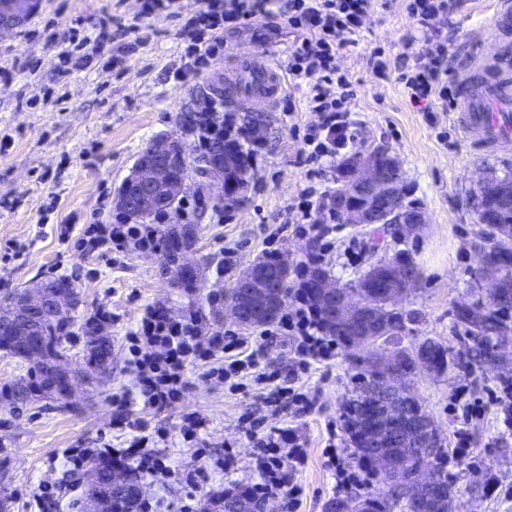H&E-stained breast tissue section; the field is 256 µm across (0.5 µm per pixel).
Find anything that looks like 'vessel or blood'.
<instances>
[{
	"label": "vessel or blood",
	"instance_id": "vessel-or-blood-1",
	"mask_svg": "<svg viewBox=\"0 0 512 512\" xmlns=\"http://www.w3.org/2000/svg\"><path fill=\"white\" fill-rule=\"evenodd\" d=\"M498 21L487 32L501 51L489 64L483 78L462 71L453 78L457 122L477 150L496 152L508 149L511 142L503 131L512 124V0H498ZM236 78L230 85L236 101L249 103L264 112L276 105L285 88V76L275 55L261 58L238 57L234 62Z\"/></svg>",
	"mask_w": 512,
	"mask_h": 512
}]
</instances>
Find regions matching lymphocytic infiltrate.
I'll return each instance as SVG.
<instances>
[{"instance_id": "1", "label": "lymphocytic infiltrate", "mask_w": 512, "mask_h": 512, "mask_svg": "<svg viewBox=\"0 0 512 512\" xmlns=\"http://www.w3.org/2000/svg\"><path fill=\"white\" fill-rule=\"evenodd\" d=\"M447 9L448 0H410L407 6L422 33V44L416 52L401 57L399 78L410 100L428 112L437 108L445 112L454 105L448 79V46L428 33L432 18ZM371 10L372 0H285L281 5L276 0H206L204 9L188 19L179 32L185 44V62L173 76L181 81L207 71L223 47L226 29L257 19L284 17L299 35L288 50V76L295 87L304 88L307 106L321 118L304 137L310 147L305 161L317 164L335 155L340 138L350 128L344 103L352 93L351 83L340 73L337 58L344 49L359 44ZM129 31V26L114 16L90 28L80 24L70 27L62 37L61 72L91 65L107 48L112 51L113 67H122L145 42L141 36L129 38ZM294 276L296 282L288 290L292 309L279 318L276 328L299 336V367L304 370L310 364L333 360L336 339L325 331L303 297L302 268H295ZM127 342L133 387L116 396L112 408V420L121 428L129 426L134 403L157 411L177 404L186 389V364L208 365L209 377L220 385L247 377L258 366L254 354L247 351L248 338L207 331L195 319L171 316L155 307L145 311ZM63 457L73 472L96 458L109 465L133 462L139 472L157 481L170 473L168 466L145 450L144 440L138 436L124 448H68ZM286 457L298 461L304 458L293 429L277 428L258 439V478L248 486L255 500L264 503L283 494L280 469Z\"/></svg>"}]
</instances>
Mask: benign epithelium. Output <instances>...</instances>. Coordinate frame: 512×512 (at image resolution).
Returning a JSON list of instances; mask_svg holds the SVG:
<instances>
[{
  "label": "benign epithelium",
  "mask_w": 512,
  "mask_h": 512,
  "mask_svg": "<svg viewBox=\"0 0 512 512\" xmlns=\"http://www.w3.org/2000/svg\"><path fill=\"white\" fill-rule=\"evenodd\" d=\"M36 10V0H0V31L15 29L26 23ZM150 158L135 162L130 174L118 188L115 204L124 209L133 201L138 210L152 212L166 207L188 194L195 183L206 188L218 186L224 197L236 201L244 197L247 182L224 178L225 156L237 159L246 166L245 154L239 143L216 146L212 152L195 156L188 163L183 142L173 135H162L148 148ZM381 149L343 157L336 174V185L341 191L329 204L330 211L340 224H396L399 237L414 235L426 223L425 212L408 200L409 189L400 174L396 157L387 156L392 177L385 178L380 166ZM479 187L488 199L486 209L480 212V223L495 232L492 246L479 248L478 276L490 286L489 295L499 297L512 288V224L502 215V207L512 200V185L494 176L479 181ZM291 276L288 259L281 256L274 261H255L234 284L229 297V312L241 327H250L249 305L260 311L263 303L280 307ZM414 280L402 257H392L372 263L356 282L354 296L345 293L335 280L323 271L311 273L306 288L322 309L335 331L351 333L350 344L366 346L395 328L400 312L396 302L413 287ZM56 314L69 310L65 299H50L45 288L37 296L29 293L13 306L12 315L26 319L44 309ZM373 373L365 378L361 389L360 411L369 416V426L360 431L354 425V439L361 446L370 445L368 462L377 473H385L395 482L399 474L390 469L392 458L391 438L387 418L402 407L411 410L421 426L422 447L430 450L438 446L432 421L421 405L410 394L407 380L413 371L434 369L435 363L425 353H420L413 366H408L396 353L377 356L372 360ZM86 512H126L125 503L117 497L98 492L100 476L91 468L87 474ZM418 490L427 494L431 506L438 512H448L450 496L443 492L436 471L421 469L416 474Z\"/></svg>",
  "instance_id": "obj_1"
}]
</instances>
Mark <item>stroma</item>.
<instances>
[{"instance_id": "stroma-1", "label": "stroma", "mask_w": 512, "mask_h": 512, "mask_svg": "<svg viewBox=\"0 0 512 512\" xmlns=\"http://www.w3.org/2000/svg\"><path fill=\"white\" fill-rule=\"evenodd\" d=\"M496 2L451 0L449 11L432 19V28L450 43V70L479 71L495 54L490 44L471 58L463 49L494 25ZM140 5L141 0H38L24 26L0 35V66L12 72L10 87L0 89V199L5 202L0 208V304L15 290L64 277L81 297L75 320L109 312L105 332L112 340V370L101 376L79 375L82 348H70L63 365L78 377L68 401L37 397L14 409L0 399V512H83L69 506L71 499H84L85 491H68L64 450L126 447L138 422L146 425L148 448L176 472L164 487L143 480L144 491L159 501L157 512H179L187 489L177 474L196 468L203 458L212 464L211 480L196 495V512H211L212 493L244 487L256 478V436L284 425L294 428L307 460L302 465L288 460L282 468L288 486L300 489L298 505L287 506L278 497L269 500L268 512H326L327 503L338 497L356 504L386 486L355 456L344 427L345 407L365 362L388 351L413 350L427 339L447 349L450 367L416 373L411 390L433 419L443 450L454 448L457 432L468 437L461 458L444 463L453 486L449 512H512V421L491 395L501 381L512 380V367L485 373L470 366L468 341L454 319L456 307L481 295L474 286L481 226L472 195L486 170H512V148L474 150L455 112L426 117L410 103L398 69L384 77L373 69V52L393 60L406 52L408 41L419 38L405 0L374 5L360 44L345 49L338 64L354 90L345 104L355 122L348 149L385 146L395 153L427 222L405 240L386 224L336 225L328 235L333 247L320 262L346 286L371 261L409 254L421 276L400 303L403 333L366 349L338 346L331 367L312 369L295 386L315 402L306 414L273 416L264 400L268 385L251 381L231 391L207 377L204 366L191 363L185 368L188 388L175 406L164 411L134 406L133 426L113 427L112 397L132 381L126 338L148 308L164 307L194 316L207 328L230 331L231 320L220 322L213 315V296L230 288L253 260L282 253L297 264L321 252L316 238L291 231L300 221L297 204L308 184L300 132L320 121L318 113L302 105L298 90L296 111H287L281 102L269 115L247 205L233 210L219 201L201 205L193 199L172 218L196 230L186 259L201 263L204 287H178L160 255L131 247L80 254L77 241L86 224L114 219L112 199L149 143L158 134L178 131V118L195 97L232 79L237 55L269 50L284 64L297 39L281 19L225 31L224 49L208 71L179 82L170 76L182 64L179 30L204 0H180L179 14L144 20ZM111 15L137 26L147 44L122 68H112L104 54L91 68L60 73L55 38L75 21L90 26ZM246 334L256 343L261 370L285 375L295 367L294 337H268L258 327ZM191 412L202 427L187 441L182 417ZM251 417L260 421L253 434L247 423ZM331 442L338 450L332 461L325 454ZM228 448L235 455L233 468H216ZM339 466L360 470L359 481L337 489ZM42 483L60 486L58 506H36Z\"/></svg>"}]
</instances>
